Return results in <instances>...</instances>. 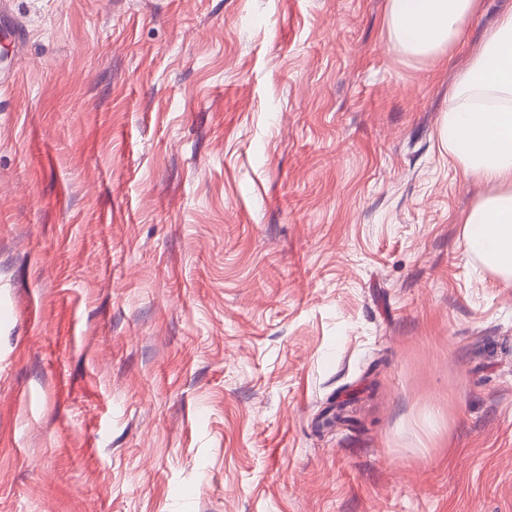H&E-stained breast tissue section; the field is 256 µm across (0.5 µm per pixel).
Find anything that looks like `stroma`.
Here are the masks:
<instances>
[{
    "label": "stroma",
    "instance_id": "stroma-1",
    "mask_svg": "<svg viewBox=\"0 0 512 512\" xmlns=\"http://www.w3.org/2000/svg\"><path fill=\"white\" fill-rule=\"evenodd\" d=\"M387 0H11L0 512H512V286Z\"/></svg>",
    "mask_w": 512,
    "mask_h": 512
}]
</instances>
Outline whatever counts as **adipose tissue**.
<instances>
[{
	"label": "adipose tissue",
	"mask_w": 512,
	"mask_h": 512,
	"mask_svg": "<svg viewBox=\"0 0 512 512\" xmlns=\"http://www.w3.org/2000/svg\"><path fill=\"white\" fill-rule=\"evenodd\" d=\"M478 8L479 0H388L389 34L406 55L439 57L459 42ZM460 89H479L495 99L491 105L472 101L452 108L439 131L464 172L493 188L466 216L461 246L512 285V12L488 33Z\"/></svg>",
	"instance_id": "1"
}]
</instances>
